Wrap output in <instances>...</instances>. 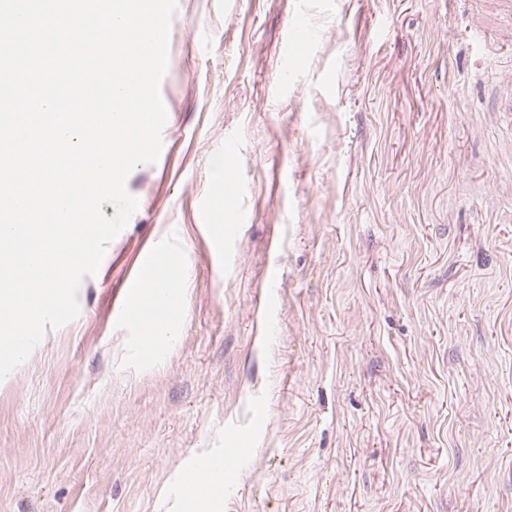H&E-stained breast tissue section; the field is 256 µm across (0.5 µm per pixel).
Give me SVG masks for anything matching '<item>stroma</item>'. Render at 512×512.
I'll use <instances>...</instances> for the list:
<instances>
[{"label":"stroma","mask_w":512,"mask_h":512,"mask_svg":"<svg viewBox=\"0 0 512 512\" xmlns=\"http://www.w3.org/2000/svg\"><path fill=\"white\" fill-rule=\"evenodd\" d=\"M471 9L179 0L138 208L0 381V512H174L202 457L227 461L215 512H512V129ZM171 225L155 349L126 284ZM311 38L307 24L302 20L295 21L289 30V60L293 67L300 69L305 63V56L299 51V46Z\"/></svg>","instance_id":"35a3bbf8"}]
</instances>
